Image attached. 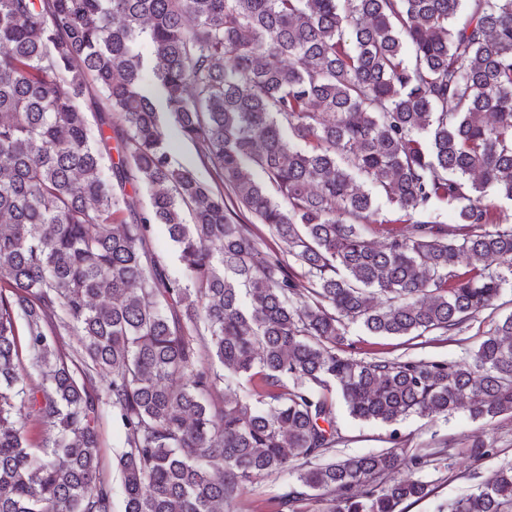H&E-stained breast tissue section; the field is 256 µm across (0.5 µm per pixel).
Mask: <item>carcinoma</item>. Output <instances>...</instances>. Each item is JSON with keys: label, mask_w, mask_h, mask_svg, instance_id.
Returning a JSON list of instances; mask_svg holds the SVG:
<instances>
[{"label": "carcinoma", "mask_w": 512, "mask_h": 512, "mask_svg": "<svg viewBox=\"0 0 512 512\" xmlns=\"http://www.w3.org/2000/svg\"><path fill=\"white\" fill-rule=\"evenodd\" d=\"M490 189L512 202V0H0V512H112L106 407L125 512H224L290 470L275 512L424 498L394 473L427 453L330 457L336 407L512 415V316L458 362L356 358L346 326L491 308ZM448 512H512V464ZM101 451L100 464L103 473L112 482V512H124V494L117 458L124 451V432L112 420V412L106 409L99 423Z\"/></svg>", "instance_id": "cac0c4a2"}]
</instances>
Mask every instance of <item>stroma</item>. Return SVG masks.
<instances>
[{
    "instance_id": "1",
    "label": "stroma",
    "mask_w": 512,
    "mask_h": 512,
    "mask_svg": "<svg viewBox=\"0 0 512 512\" xmlns=\"http://www.w3.org/2000/svg\"><path fill=\"white\" fill-rule=\"evenodd\" d=\"M512 315V287L504 288L494 306L480 313L475 321L443 344H418L406 338L366 335L355 324L349 325L347 338L356 345L359 358L384 351L390 356L407 355L417 359L456 361L475 348L483 334L501 318ZM336 426L342 441L336 456L377 453L399 447L415 452H431L430 463L417 476L431 487L430 494L408 505L406 512H445L449 502L473 491L488 480L498 467L512 462V416L493 420H476L467 408L455 410L448 418L413 415L394 424L360 421L349 416L345 408L336 412ZM103 473L112 483V512H124V494L117 459L123 451L124 432L104 411L99 423ZM480 435L494 443V452L482 461H474L469 452L473 436Z\"/></svg>"
}]
</instances>
